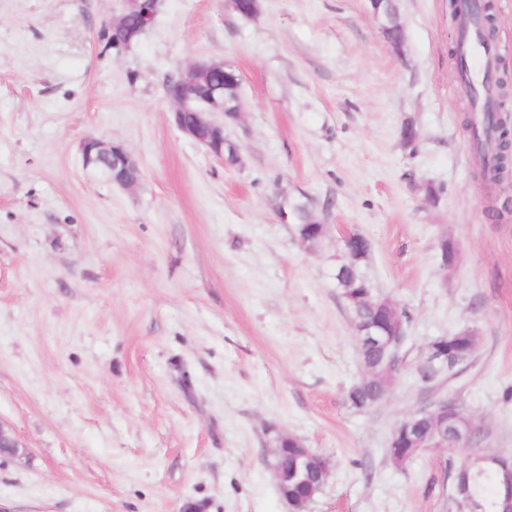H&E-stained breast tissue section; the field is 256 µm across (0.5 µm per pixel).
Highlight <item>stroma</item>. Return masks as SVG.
<instances>
[{"mask_svg": "<svg viewBox=\"0 0 512 512\" xmlns=\"http://www.w3.org/2000/svg\"><path fill=\"white\" fill-rule=\"evenodd\" d=\"M512 77V0H492ZM393 50L368 0H161L139 41L104 31L123 0H0V512H290L274 440L329 462L306 512H448L447 462L392 463L396 425L440 398L512 452V178L485 191L462 116L448 0H396ZM195 60L240 77L219 159L176 127L167 81ZM416 147L401 137L405 122ZM127 147L123 189L83 167L87 137ZM324 226L303 243L279 208ZM403 314L387 398L362 376L334 275L344 238ZM458 250L445 271L439 243ZM473 329L472 362L422 379L428 343Z\"/></svg>", "mask_w": 512, "mask_h": 512, "instance_id": "35a3bbf8", "label": "stroma"}]
</instances>
